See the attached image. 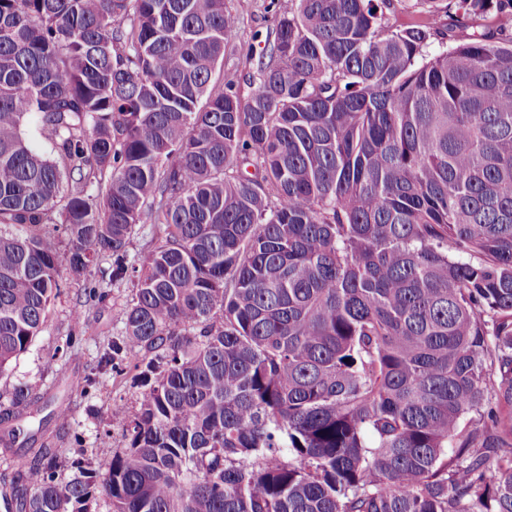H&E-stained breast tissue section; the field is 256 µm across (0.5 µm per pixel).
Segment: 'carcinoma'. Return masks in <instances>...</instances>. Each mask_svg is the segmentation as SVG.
<instances>
[{
  "mask_svg": "<svg viewBox=\"0 0 512 512\" xmlns=\"http://www.w3.org/2000/svg\"><path fill=\"white\" fill-rule=\"evenodd\" d=\"M293 2L243 100L226 0H0V375L105 258L143 389L17 512H512V0ZM393 1L395 8L392 6L388 8V6L381 4V2H379V4L383 10L386 20L390 25H394V27L405 26L412 22H426L428 18L430 19L429 22L432 23L430 26L434 28H442L446 23H448V16L444 12H441L439 15L435 14V16L432 17L428 14L420 13L413 9L404 7L405 3L411 4L413 3L412 1L403 2L402 5H399L398 2H396L397 0ZM162 233L159 232L158 228L152 231L136 230L129 240L128 251L131 256L140 257L146 254L160 240Z\"/></svg>",
  "mask_w": 512,
  "mask_h": 512,
  "instance_id": "1",
  "label": "carcinoma"
}]
</instances>
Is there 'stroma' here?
I'll return each instance as SVG.
<instances>
[{"mask_svg":"<svg viewBox=\"0 0 512 512\" xmlns=\"http://www.w3.org/2000/svg\"><path fill=\"white\" fill-rule=\"evenodd\" d=\"M227 5L240 22L224 53V72L235 78L240 97L246 99L255 90L250 76L269 50L276 22L292 0H227ZM64 283L41 336L0 376V405L9 406L14 387L27 384L36 399L32 416L43 423L42 429L15 444H0V489L13 483L16 459L33 458L50 442L73 453L83 446L101 455L122 450L126 439L120 414L139 405L140 387L123 374L113 375L96 391H82L107 342L121 330L123 311L133 297L130 282H108L95 267L81 276L65 275ZM91 285L96 286L97 297L87 296ZM77 311L83 315L84 339L64 355L59 347Z\"/></svg>","mask_w":512,"mask_h":512,"instance_id":"1","label":"stroma"}]
</instances>
